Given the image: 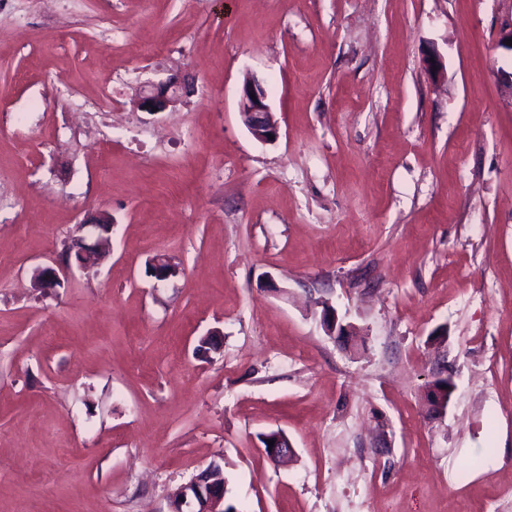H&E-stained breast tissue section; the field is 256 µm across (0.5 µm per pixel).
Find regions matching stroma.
<instances>
[{"mask_svg":"<svg viewBox=\"0 0 512 512\" xmlns=\"http://www.w3.org/2000/svg\"><path fill=\"white\" fill-rule=\"evenodd\" d=\"M52 8L0 0V512H170L213 463L238 512H512V0ZM181 82L176 77H170L165 82L148 84L141 92L137 107L145 112H163L169 107L174 108L179 102ZM157 108V111H153ZM250 94L255 95V99H251ZM240 113L244 124L258 140L271 142L278 138L279 129L265 102L264 89L254 77L247 79L242 87ZM269 134L274 139H269ZM77 229L81 234L72 239L68 248L70 256L62 262L55 261L54 265L37 270L34 278L37 288L68 280L73 274L74 267L86 269L98 265L110 254L112 216L108 212L100 211L90 220L81 221ZM265 444H263V451L268 458L275 462H283L288 459L293 453L288 438L281 432H274L273 434L268 433L263 437ZM268 440H274V445L269 447Z\"/></svg>","mask_w":512,"mask_h":512,"instance_id":"stroma-1","label":"stroma"}]
</instances>
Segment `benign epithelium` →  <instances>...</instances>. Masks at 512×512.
<instances>
[{"label": "benign epithelium", "mask_w": 512, "mask_h": 512, "mask_svg": "<svg viewBox=\"0 0 512 512\" xmlns=\"http://www.w3.org/2000/svg\"><path fill=\"white\" fill-rule=\"evenodd\" d=\"M181 89V82L173 76L158 84H148L138 98L137 107L145 112H164L179 102ZM240 113L244 124L257 139L267 142L269 136H279L278 126L265 102L264 89L253 77L247 79L242 87ZM77 229L79 236L71 241L70 256L37 270L34 278L36 287L43 288L65 281L71 278L73 268L86 269L98 265L110 254L112 216L108 212L100 211L93 218L81 221ZM437 381L448 384V387L442 389L433 384L427 390V396L432 407L442 409L445 407L446 394L453 390V383L448 377H439ZM263 440V451L275 462H282L293 453L288 438L278 431L266 434ZM268 440L274 441V445L266 444ZM217 488L218 485L212 482L194 478L175 494L172 512H224V494L217 492Z\"/></svg>", "instance_id": "benign-epithelium-1"}]
</instances>
